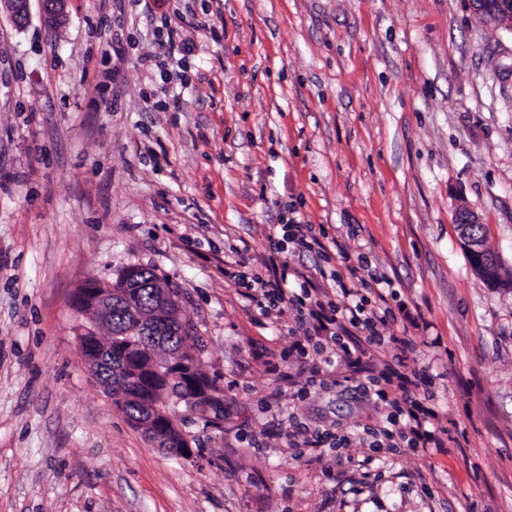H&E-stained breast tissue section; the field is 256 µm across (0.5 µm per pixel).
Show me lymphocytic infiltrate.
<instances>
[{
    "label": "lymphocytic infiltrate",
    "mask_w": 512,
    "mask_h": 512,
    "mask_svg": "<svg viewBox=\"0 0 512 512\" xmlns=\"http://www.w3.org/2000/svg\"><path fill=\"white\" fill-rule=\"evenodd\" d=\"M290 280L295 283L291 289L286 286ZM330 280L337 297L327 302L320 299L313 274L296 268L282 267L279 276L258 281L257 286L269 305L286 302L298 311L305 332L303 344L296 347L299 361H306L309 350L326 349L358 369L368 347L382 345L378 326L385 323L390 311L370 309L364 297L346 286L343 274H333ZM391 342L395 353L386 365L381 384L373 388L386 415L370 432L371 448L390 454L397 448L431 451L444 447V432L433 424L436 412L417 395L420 375L405 363L407 355L416 350L413 338L395 336Z\"/></svg>",
    "instance_id": "obj_1"
}]
</instances>
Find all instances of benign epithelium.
<instances>
[{"label": "benign epithelium", "mask_w": 512, "mask_h": 512, "mask_svg": "<svg viewBox=\"0 0 512 512\" xmlns=\"http://www.w3.org/2000/svg\"><path fill=\"white\" fill-rule=\"evenodd\" d=\"M30 0H0L10 17L17 26H22L29 19ZM42 15L45 23L56 26L66 18L68 0H40ZM471 8L479 22L493 27H504L512 31V0H470ZM480 223L479 217L468 209H461L457 214V230L460 245L467 255L472 271L493 285L512 288V279L506 280L503 276L499 259L491 253L482 237L474 233V226ZM155 296L159 307L165 311L174 308L176 298L166 287L165 281L158 278L153 281ZM111 288H98L92 281L86 282L73 299V306L83 314L92 315L91 320L80 323L79 346L90 368L107 359L106 349L100 344L99 329L108 324L112 315ZM184 361L151 362L144 367L146 377L155 374L166 376L169 382L183 381ZM144 400L153 407L152 416L144 422V426L151 430L157 441L168 443L180 429L173 419L163 409L162 403L170 402L166 395H158L151 388L139 391ZM220 396L219 390L211 387L210 379L201 378L197 381L195 397L191 406L197 414L206 418L209 416V407L206 403L211 397Z\"/></svg>", "instance_id": "1"}]
</instances>
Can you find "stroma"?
I'll return each instance as SVG.
<instances>
[{
    "mask_svg": "<svg viewBox=\"0 0 512 512\" xmlns=\"http://www.w3.org/2000/svg\"><path fill=\"white\" fill-rule=\"evenodd\" d=\"M462 207L512 276V32L469 0H69L55 28L0 8V512H512V288L472 272ZM288 222L361 259L348 287L387 278L379 332L414 337L446 448L289 447L292 421L378 424L358 385L393 350L311 387L280 363L298 314H261L238 272L337 266L273 251ZM131 265L178 288L224 390L223 429L175 409L190 460L77 342L76 289Z\"/></svg>",
    "mask_w": 512,
    "mask_h": 512,
    "instance_id": "obj_1",
    "label": "stroma"
}]
</instances>
